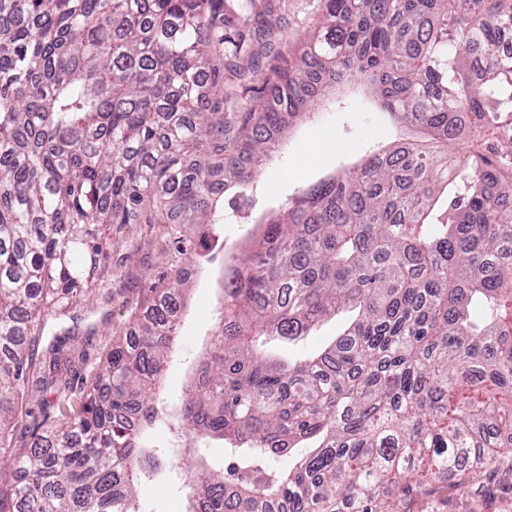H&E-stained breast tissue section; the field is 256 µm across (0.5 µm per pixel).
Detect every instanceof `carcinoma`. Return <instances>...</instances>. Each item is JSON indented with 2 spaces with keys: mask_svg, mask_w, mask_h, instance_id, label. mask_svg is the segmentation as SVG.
<instances>
[{
  "mask_svg": "<svg viewBox=\"0 0 512 512\" xmlns=\"http://www.w3.org/2000/svg\"><path fill=\"white\" fill-rule=\"evenodd\" d=\"M264 2L0 0V458L10 430L31 432L0 512H145L138 480L168 457L145 431L165 418L248 454L224 470L184 449V512H401L426 485L512 474V0H321L285 56ZM269 83L241 111L238 88ZM348 87L424 141L372 150L258 220L176 412L160 387L177 278L70 398L75 331L45 338L105 287L129 230H161L181 260L184 228L217 223L293 123ZM348 307L324 350L268 352ZM33 388L55 401L30 410ZM310 439L288 471L250 458Z\"/></svg>",
  "mask_w": 512,
  "mask_h": 512,
  "instance_id": "1",
  "label": "carcinoma"
}]
</instances>
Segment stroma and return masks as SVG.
I'll list each match as a JSON object with an SVG mask.
<instances>
[{
  "mask_svg": "<svg viewBox=\"0 0 512 512\" xmlns=\"http://www.w3.org/2000/svg\"><path fill=\"white\" fill-rule=\"evenodd\" d=\"M283 14L288 26L286 41L299 42L313 25L319 0H267ZM395 139L382 113L369 111L359 100H352L342 111L320 113L298 126L277 157L260 172L249 188L254 211L280 209L300 188L316 184L326 176L341 173L372 142L386 145ZM260 228L245 223L240 213L225 210L223 223L213 225L211 234L224 249L212 263L194 265L184 260L179 268L187 295L176 350L162 380V399L177 405L184 396L187 379L216 320L220 278H231L234 269L252 252ZM171 276L158 245H145L137 252L120 250L112 257V281L100 289L86 324L96 327L94 335L78 334L67 340L63 351L71 357L76 371L74 384L90 388L95 371L112 345L109 328L127 323V303L142 304L151 285H163ZM350 312L324 321L317 331L301 341H283L274 349L283 360L317 352L330 344L353 321ZM478 492L463 495L450 483L424 487L407 496L402 512H512V479L482 469ZM139 494L154 512H183L186 492L175 473L143 480Z\"/></svg>",
  "mask_w": 512,
  "mask_h": 512,
  "instance_id": "35a3bbf8",
  "label": "stroma"
}]
</instances>
